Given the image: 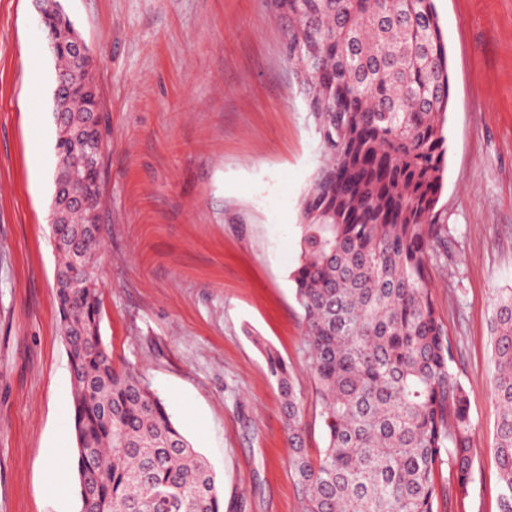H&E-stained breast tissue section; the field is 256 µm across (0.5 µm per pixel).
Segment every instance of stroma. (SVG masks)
Instances as JSON below:
<instances>
[{"label":"stroma","instance_id":"35a3bbf8","mask_svg":"<svg viewBox=\"0 0 512 512\" xmlns=\"http://www.w3.org/2000/svg\"><path fill=\"white\" fill-rule=\"evenodd\" d=\"M99 87L100 331L212 465L224 512H302L283 399L324 446L292 271L321 153L273 0H60ZM448 52L432 300L473 424V481L447 512H498L489 334L512 286V0H434ZM43 74L26 90V61ZM55 60L33 0H0V512H80L71 366L55 294Z\"/></svg>","mask_w":512,"mask_h":512}]
</instances>
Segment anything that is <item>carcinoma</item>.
I'll return each mask as SVG.
<instances>
[{"mask_svg":"<svg viewBox=\"0 0 512 512\" xmlns=\"http://www.w3.org/2000/svg\"><path fill=\"white\" fill-rule=\"evenodd\" d=\"M300 51L303 93L322 163L301 209L292 272L305 352L316 376L325 446L303 445L288 366L260 344L283 398L305 512H439L468 495L474 448L465 389L432 301L429 263L446 243L436 223L445 167L448 59L433 0H280ZM58 70L95 81L93 59L64 52ZM61 193L100 201L81 165L96 94L64 96ZM89 210L71 206L51 234L55 288L71 364L81 512H222L216 475L172 422L143 375L118 366L100 334L102 271L69 281L95 254ZM499 512H512V288L490 318ZM455 489L437 488L443 468Z\"/></svg>","mask_w":512,"mask_h":512,"instance_id":"cac0c4a2","label":"carcinoma"}]
</instances>
